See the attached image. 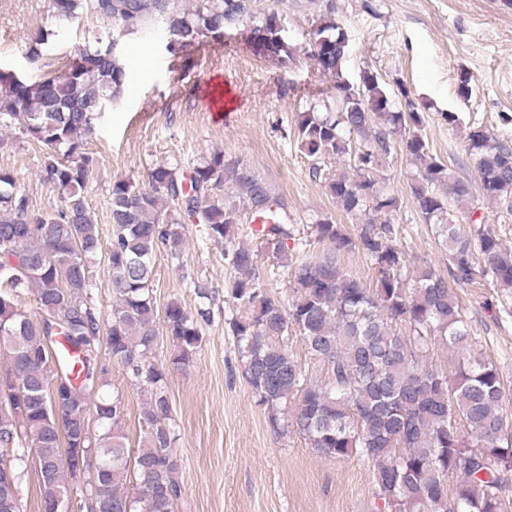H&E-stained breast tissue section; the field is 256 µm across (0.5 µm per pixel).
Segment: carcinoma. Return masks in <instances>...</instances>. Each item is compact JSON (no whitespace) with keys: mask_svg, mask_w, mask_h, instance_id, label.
<instances>
[{"mask_svg":"<svg viewBox=\"0 0 512 512\" xmlns=\"http://www.w3.org/2000/svg\"><path fill=\"white\" fill-rule=\"evenodd\" d=\"M51 2L62 21L89 10L108 30L79 50L64 75L32 81L0 71V129L17 126L45 147L40 178L61 201L50 213H31L17 173L0 169V348L18 360L22 383L11 400L0 398V449H12L14 470L23 476L34 460L43 512H175L182 497L175 427L166 370L151 356L162 328L176 348L174 363L190 361L210 311L192 314L171 301L160 319L152 282L154 255L161 247L181 254L186 222L204 225L211 239L224 243L235 273L232 295L250 311L232 322L242 370L274 435L295 433L321 457L355 456L371 464L386 512H448L450 505L454 512H502L512 479L505 390L497 367L471 354L458 289L481 275L512 297V248L482 223L471 221L468 231L455 223L448 200H463L471 187L432 154L419 112L391 110L372 72L356 86L344 81L348 39L334 18V0H327L308 41L320 46L312 60L335 82L336 105L327 95L299 115V145L336 203L366 221L354 235L329 219L313 224L325 248L295 256L285 203L253 169L224 161L221 152L193 167L187 179L158 164L144 185L112 184L108 320L90 297L102 245L86 202L96 159L83 148L84 136L105 106L120 100L126 82L124 64L106 45L155 29L186 51L220 41L226 29L256 19L254 0H191L189 8L182 0ZM250 45L254 55L283 66L294 59L274 12L253 25ZM397 132L404 133L403 149L416 168L415 207L448 258L445 277L430 268L403 272L402 252L393 244L398 200L381 189L378 167ZM467 151L483 195L511 217L512 142L473 127ZM341 158L342 169L324 164ZM227 184L239 201L211 196ZM170 202L173 215L165 210ZM243 233L256 246L236 242ZM355 250L375 265L376 287L345 268V255ZM264 252L293 268L287 304L265 289ZM27 290L38 305L36 318L18 307V294ZM398 323L408 334L396 332ZM292 334L320 362L324 382L294 357ZM437 342L462 356L452 377L426 361ZM112 361L146 393L142 449L133 458L125 443V404L110 391ZM83 436L101 468L87 485L88 497L75 501L74 474L58 457Z\"/></svg>","mask_w":512,"mask_h":512,"instance_id":"cac0c4a2","label":"carcinoma"}]
</instances>
